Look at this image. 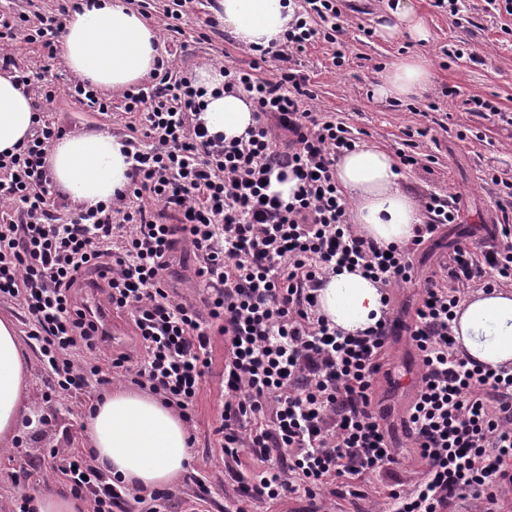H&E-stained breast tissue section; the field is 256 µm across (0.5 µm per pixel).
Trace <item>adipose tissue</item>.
I'll list each match as a JSON object with an SVG mask.
<instances>
[{
  "instance_id": "adipose-tissue-1",
  "label": "adipose tissue",
  "mask_w": 512,
  "mask_h": 512,
  "mask_svg": "<svg viewBox=\"0 0 512 512\" xmlns=\"http://www.w3.org/2000/svg\"><path fill=\"white\" fill-rule=\"evenodd\" d=\"M294 0H214L213 13L242 46L282 40ZM386 40L428 43L431 31L414 0H394L377 25ZM154 29L122 0H96L74 13L62 35L66 66L97 88L122 90L142 82L158 56ZM433 64L423 56L392 63L374 88L379 100L418 97L432 85ZM196 82L206 89L201 115L208 131L225 140L246 137L255 108L245 93L224 89L219 68L201 67ZM38 113L11 72L0 71V152L32 137ZM53 181L78 205L105 202L128 182L130 160L118 136L68 134L50 147ZM389 152L362 145L336 164V181L351 205L355 224L379 246L411 239L422 222L416 199L403 187ZM320 313L348 332L373 326L383 316L382 293L361 270L327 276L318 290ZM452 331L469 358L492 368H512V290L478 291L456 310ZM27 360L13 321L0 319V445L10 444L22 418L40 420L27 404ZM85 432L99 466L131 489H156L179 481L189 461V432L178 411L148 393L114 386L85 418Z\"/></svg>"
}]
</instances>
